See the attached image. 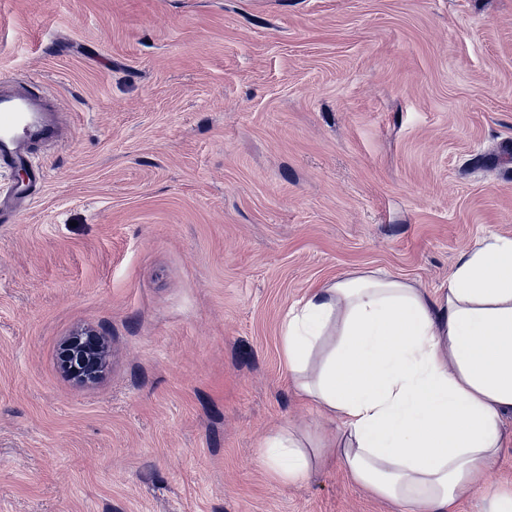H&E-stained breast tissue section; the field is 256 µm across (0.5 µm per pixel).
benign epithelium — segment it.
Returning a JSON list of instances; mask_svg holds the SVG:
<instances>
[{
	"label": "benign epithelium",
	"instance_id": "7a95c632",
	"mask_svg": "<svg viewBox=\"0 0 512 512\" xmlns=\"http://www.w3.org/2000/svg\"><path fill=\"white\" fill-rule=\"evenodd\" d=\"M59 368L80 385H92L104 374L111 357L105 336L88 326L75 328L62 342Z\"/></svg>",
	"mask_w": 512,
	"mask_h": 512
}]
</instances>
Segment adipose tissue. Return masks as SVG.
<instances>
[{
    "mask_svg": "<svg viewBox=\"0 0 512 512\" xmlns=\"http://www.w3.org/2000/svg\"><path fill=\"white\" fill-rule=\"evenodd\" d=\"M281 349L296 393L341 424L283 427L261 462L288 486L334 455L403 512H454L480 491L512 412V237L463 254L447 287L350 274L289 308Z\"/></svg>",
    "mask_w": 512,
    "mask_h": 512,
    "instance_id": "ef3b65f1",
    "label": "adipose tissue"
}]
</instances>
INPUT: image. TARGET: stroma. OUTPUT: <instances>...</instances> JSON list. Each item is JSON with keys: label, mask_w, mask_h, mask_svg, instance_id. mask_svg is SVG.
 <instances>
[{"label": "stroma", "mask_w": 512, "mask_h": 512, "mask_svg": "<svg viewBox=\"0 0 512 512\" xmlns=\"http://www.w3.org/2000/svg\"><path fill=\"white\" fill-rule=\"evenodd\" d=\"M67 110L0 221V512H398L258 464L300 399L288 309L447 286L512 237V0H0V76ZM107 336L102 379L57 367ZM59 368L80 385H92L104 374L111 357L105 336L88 326L75 328L62 342Z\"/></svg>", "instance_id": "obj_1"}]
</instances>
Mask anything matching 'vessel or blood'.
I'll use <instances>...</instances> for the list:
<instances>
[{
	"instance_id": "obj_1",
	"label": "vessel or blood",
	"mask_w": 512,
	"mask_h": 512,
	"mask_svg": "<svg viewBox=\"0 0 512 512\" xmlns=\"http://www.w3.org/2000/svg\"><path fill=\"white\" fill-rule=\"evenodd\" d=\"M56 106L44 90L27 78L0 79V168L22 169L29 185L39 184L42 172L33 163L37 147L59 141L62 123L44 121Z\"/></svg>"
}]
</instances>
